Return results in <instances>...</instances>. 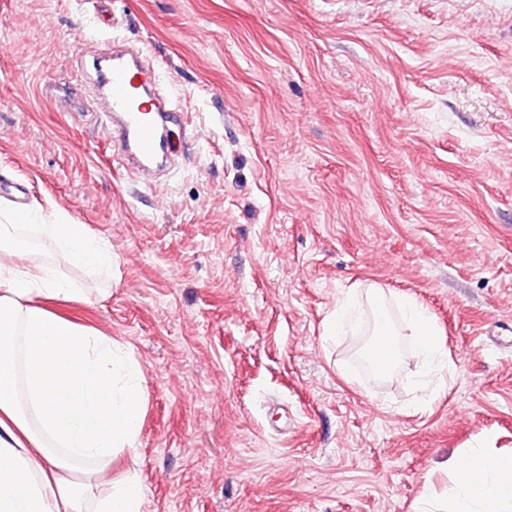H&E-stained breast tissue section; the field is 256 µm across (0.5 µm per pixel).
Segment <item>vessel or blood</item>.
Segmentation results:
<instances>
[{"instance_id": "1", "label": "vessel or blood", "mask_w": 512, "mask_h": 512, "mask_svg": "<svg viewBox=\"0 0 512 512\" xmlns=\"http://www.w3.org/2000/svg\"><path fill=\"white\" fill-rule=\"evenodd\" d=\"M79 58H92V70H79L74 85L85 96L101 100V134L114 146L113 158L139 182H150L166 166L173 149L165 134L178 116L158 86L147 83L142 52L116 50L98 56L91 40H83Z\"/></svg>"}]
</instances>
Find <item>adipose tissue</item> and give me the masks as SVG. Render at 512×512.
<instances>
[{"instance_id":"obj_1","label":"adipose tissue","mask_w":512,"mask_h":512,"mask_svg":"<svg viewBox=\"0 0 512 512\" xmlns=\"http://www.w3.org/2000/svg\"><path fill=\"white\" fill-rule=\"evenodd\" d=\"M33 224L58 258L111 268L112 248L54 204L0 206V512H142L144 493L112 476V460L135 450L143 417L142 369L121 343L44 307L79 294L49 263L26 261L16 226ZM400 322L429 371L421 388L443 391L441 330L412 298L397 295ZM448 512H512V455L469 449L448 465Z\"/></svg>"}]
</instances>
